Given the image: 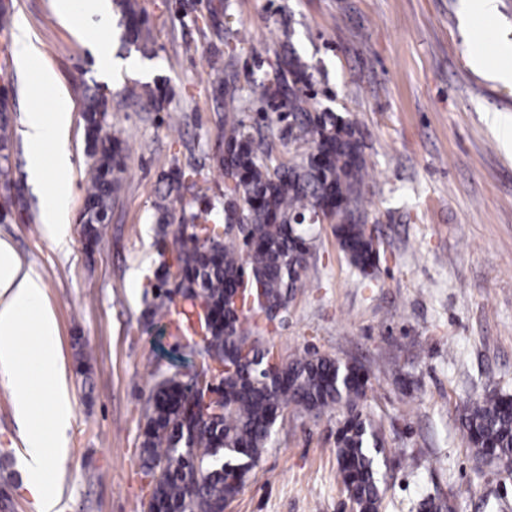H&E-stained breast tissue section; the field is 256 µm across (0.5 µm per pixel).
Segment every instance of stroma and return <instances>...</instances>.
<instances>
[{
  "label": "stroma",
  "instance_id": "1",
  "mask_svg": "<svg viewBox=\"0 0 512 512\" xmlns=\"http://www.w3.org/2000/svg\"><path fill=\"white\" fill-rule=\"evenodd\" d=\"M137 0L150 18L146 49L122 46L120 13L95 28L62 22L53 0H11L0 27V88L14 97L10 177L26 205L0 223L25 268L38 275L58 326L72 418L60 445L54 512H143L150 490L139 469L141 428L156 377L173 374L147 310L166 246L157 224L177 226L209 199L223 214L225 181L212 157L222 139L223 101L214 68L246 86L270 76L284 40L309 66V109L350 119L371 165L368 218L386 256L374 279L350 267L333 227L316 228L305 282L288 313L261 341L283 359L328 355L367 376L362 412L386 435L384 512H418L422 500L451 512H512V476L467 447L464 401L512 395V81L493 78L512 58V0L489 22H468L462 0ZM26 30L39 64L59 83L40 86L14 61ZM101 45L127 68L104 76ZM484 66H474L475 57ZM163 86L156 111L126 96ZM99 87L124 140L121 191L101 241L86 248L79 216L92 160L85 90ZM72 101L69 149L72 220L64 243L47 234L45 192L28 182L26 112ZM196 166L179 198L161 174ZM338 411L288 410L225 512H350L336 460ZM24 428L8 375L0 373V512H35L27 489Z\"/></svg>",
  "mask_w": 512,
  "mask_h": 512
}]
</instances>
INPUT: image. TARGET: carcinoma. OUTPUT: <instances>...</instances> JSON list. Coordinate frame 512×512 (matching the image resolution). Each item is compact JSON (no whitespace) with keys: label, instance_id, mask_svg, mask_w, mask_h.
Here are the masks:
<instances>
[{"label":"carcinoma","instance_id":"1","mask_svg":"<svg viewBox=\"0 0 512 512\" xmlns=\"http://www.w3.org/2000/svg\"><path fill=\"white\" fill-rule=\"evenodd\" d=\"M125 18L126 42L145 44L148 15L131 0H116ZM272 79L254 80L243 91L214 72V97L224 100V149L218 169L235 181L224 196V225L208 223L210 205L190 215L195 233L172 235L168 257L158 271L150 310L175 312L189 323L201 297L208 313L203 336L182 335L185 344L170 353L175 367L205 376L224 365L208 404L206 390L185 385L178 374L158 380L148 400L141 437L140 467L151 478L157 512H224L249 473L271 445L277 423L293 407L315 416L341 411L336 458L342 483L358 512L384 508L381 458L385 439L363 416L365 381L359 369L329 356L279 360L272 375L263 373L274 348L255 335L258 319L272 324L273 310L288 312L303 287L302 272L313 248L312 217L324 214L335 224L337 244L349 265L373 277L381 254L366 225L351 224L341 209L347 203L367 214L363 194L369 163L351 123L333 112H312L306 89L307 66L290 50ZM134 97L161 110L167 91L155 86ZM256 110V133L245 130L243 111ZM11 102L0 92V163L12 147ZM109 108L98 90L87 96L84 119L92 176L81 217L86 239H100L120 188L122 141L104 134ZM290 138L295 153L276 152L275 138ZM172 166L162 174L166 196L198 175ZM468 447L503 473L512 472V396L487 393L469 400L462 414Z\"/></svg>","mask_w":512,"mask_h":512}]
</instances>
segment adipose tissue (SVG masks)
<instances>
[{
	"label": "adipose tissue",
	"instance_id": "1",
	"mask_svg": "<svg viewBox=\"0 0 512 512\" xmlns=\"http://www.w3.org/2000/svg\"><path fill=\"white\" fill-rule=\"evenodd\" d=\"M72 110L69 97L57 94L50 111L26 113L22 130L32 147L29 178L44 186L50 198L43 222L59 241L65 240L70 224V185L60 175L72 168L67 139ZM48 141L53 149L47 153L43 145ZM59 358L57 324L42 281L24 270L10 245L0 241V371L12 377L15 409L27 423L25 467L37 512H53L57 496L54 471L59 457L47 447L44 427L64 432L71 417L70 401L60 387L54 388L43 411L35 409V388L54 375Z\"/></svg>",
	"mask_w": 512,
	"mask_h": 512
}]
</instances>
